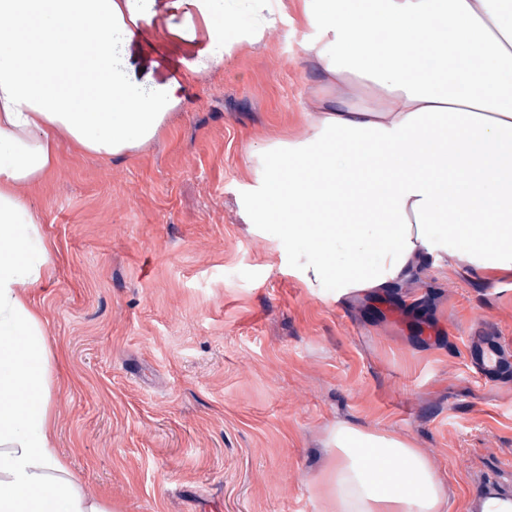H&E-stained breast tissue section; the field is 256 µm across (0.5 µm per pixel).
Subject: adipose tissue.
<instances>
[{
    "label": "adipose tissue",
    "mask_w": 512,
    "mask_h": 512,
    "mask_svg": "<svg viewBox=\"0 0 512 512\" xmlns=\"http://www.w3.org/2000/svg\"><path fill=\"white\" fill-rule=\"evenodd\" d=\"M279 0H0V512H112L57 446L45 321L29 289L55 264L21 195L60 137L104 159L155 140L180 79L134 48L166 28L205 74L275 29ZM320 115L255 155L249 223L288 272L336 300L381 294L448 257L483 288L512 279V0H301ZM316 487L331 512H448L409 438L334 426Z\"/></svg>",
    "instance_id": "ef3b65f1"
}]
</instances>
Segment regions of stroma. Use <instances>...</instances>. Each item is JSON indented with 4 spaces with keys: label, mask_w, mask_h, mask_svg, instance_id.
Here are the masks:
<instances>
[{
    "label": "stroma",
    "mask_w": 512,
    "mask_h": 512,
    "mask_svg": "<svg viewBox=\"0 0 512 512\" xmlns=\"http://www.w3.org/2000/svg\"><path fill=\"white\" fill-rule=\"evenodd\" d=\"M264 43L193 74L197 53L151 37L185 99L149 144L107 161L61 140L23 194L54 278L30 289L46 321L58 446L113 512H325L311 480L333 424L413 440L467 512L485 477L512 495V379L466 351L492 326L512 357V279L486 288L450 261L345 301L289 275L246 223L253 154L316 117L300 0Z\"/></svg>",
    "instance_id": "stroma-1"
}]
</instances>
